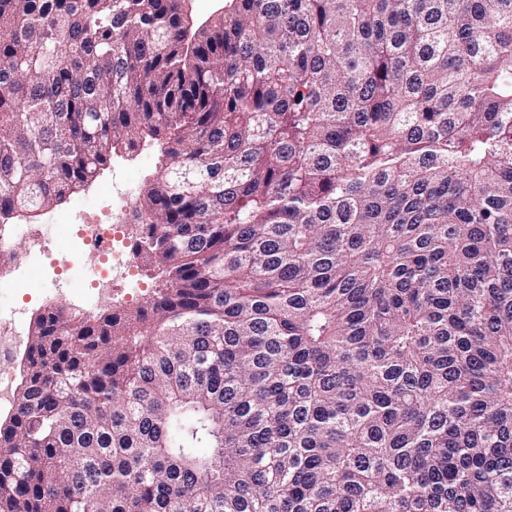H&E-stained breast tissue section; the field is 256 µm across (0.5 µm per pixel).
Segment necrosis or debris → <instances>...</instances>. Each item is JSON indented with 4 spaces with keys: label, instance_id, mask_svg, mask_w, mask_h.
<instances>
[{
    "label": "necrosis or debris",
    "instance_id": "necrosis-or-debris-1",
    "mask_svg": "<svg viewBox=\"0 0 512 512\" xmlns=\"http://www.w3.org/2000/svg\"><path fill=\"white\" fill-rule=\"evenodd\" d=\"M137 199L130 190L113 186L101 205L76 208L64 219L73 233L56 246L45 224L0 225V291L25 287L30 275L53 287H66L85 313L112 303L116 282L134 283L139 268L126 243ZM91 267H84V260ZM24 343L22 327L0 321V410L14 405L9 365Z\"/></svg>",
    "mask_w": 512,
    "mask_h": 512
}]
</instances>
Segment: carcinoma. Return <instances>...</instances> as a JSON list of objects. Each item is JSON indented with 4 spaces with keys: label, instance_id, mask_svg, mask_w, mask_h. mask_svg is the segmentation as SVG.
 <instances>
[{
    "label": "carcinoma",
    "instance_id": "1",
    "mask_svg": "<svg viewBox=\"0 0 512 512\" xmlns=\"http://www.w3.org/2000/svg\"><path fill=\"white\" fill-rule=\"evenodd\" d=\"M0 0V220L165 138L143 305L36 314L0 512H512V0ZM198 0H189L185 2L186 11L189 17L191 27V33H193L198 27L205 26L209 21L218 13L229 9L231 0H211L208 7H201Z\"/></svg>",
    "mask_w": 512,
    "mask_h": 512
}]
</instances>
